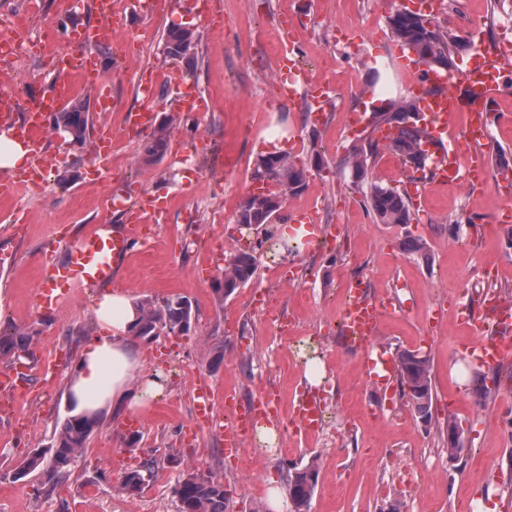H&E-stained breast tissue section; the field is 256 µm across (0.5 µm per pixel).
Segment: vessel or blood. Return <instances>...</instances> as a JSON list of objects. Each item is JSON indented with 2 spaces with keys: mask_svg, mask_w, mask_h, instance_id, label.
<instances>
[{
  "mask_svg": "<svg viewBox=\"0 0 512 512\" xmlns=\"http://www.w3.org/2000/svg\"><path fill=\"white\" fill-rule=\"evenodd\" d=\"M95 9L103 21L97 26L93 39L100 44L111 43L113 34L123 26L125 15L113 9L112 0H96ZM398 63L408 78L416 103L422 131L420 149L428 161L432 179L462 187L486 182L490 173L486 153L489 128L497 114L496 100L512 82V62L498 54L478 50L466 68L455 76L432 69L416 59L402 57ZM279 68L289 76L288 81L280 85L282 99H292L303 90L316 109H323L329 98L328 85L309 82L293 56L283 57ZM79 84L94 91L99 111L110 110L112 98L107 82L83 56L68 57L53 90L32 102H22L14 92L0 91V131H11L15 139L26 144L31 155L28 167L31 174L44 175L58 165L57 154L46 147L50 134L47 116L63 109ZM168 85L177 95L180 112L194 115L202 111L203 99L185 86L179 72L169 73ZM136 87L145 105L131 113L129 124L132 128L146 130L155 119L152 107L155 83L152 78L140 76ZM463 113L470 116L471 123L462 128L458 117ZM160 205V194L141 193L130 207L125 223L95 224L80 235L62 240L63 255L59 264L45 269L36 289L41 311L53 312L62 301L80 294L85 288L111 284L124 258L135 247L146 243L155 224L161 223ZM290 221L305 229L307 241L316 242L328 235L327 228L317 224L310 211L292 209ZM488 304L502 331L477 344V360L483 365H494L512 355V305L495 294L489 296ZM385 311L384 304L369 298L361 289H352L342 316L345 333L357 345L371 347ZM27 388L26 373L14 366L0 369L1 399L17 397ZM266 405L263 399L241 402L236 391L228 389L224 392L223 406L218 408L203 390L198 394L195 420L199 425L220 430L224 435L225 452L235 454L241 451L257 420H270ZM296 420L306 430L318 429V402L309 399L299 405Z\"/></svg>",
  "mask_w": 512,
  "mask_h": 512,
  "instance_id": "1",
  "label": "vessel or blood"
}]
</instances>
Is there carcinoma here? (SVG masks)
<instances>
[{
	"instance_id": "obj_1",
	"label": "carcinoma",
	"mask_w": 512,
	"mask_h": 512,
	"mask_svg": "<svg viewBox=\"0 0 512 512\" xmlns=\"http://www.w3.org/2000/svg\"><path fill=\"white\" fill-rule=\"evenodd\" d=\"M392 37L402 47L411 50L432 66L447 68L452 55L463 43L455 30L441 27L430 18L401 8L393 10L388 17ZM198 35L189 28L172 27L165 38L166 55L173 60L190 59L198 46ZM416 115L415 102L399 96L391 98L381 108H375L368 116V124H393L398 127V137L386 145L389 151L411 169L422 170L426 160L418 149L421 130L418 121L406 123V117ZM174 118L158 126L150 142L144 147L145 155L156 157L164 154L168 147L169 129ZM90 115L88 102L75 98L62 111L53 115L52 127L64 130L65 136L78 144L85 142ZM377 152L372 140L354 144L348 150L346 164L351 171L353 183L364 181L369 164ZM308 169L293 157L281 151L261 153L254 162L252 178L265 180L274 187L267 195H250L240 205L236 223L263 232L262 241L278 242V250L299 251L307 246L302 240L290 242L285 239L280 225L274 222L287 199L301 192L305 186ZM370 209L381 224H408L411 213L406 198L394 189L373 185L368 197ZM256 272V258L248 250H238L219 270L216 289L229 295L244 286ZM192 320V304L185 297L166 299L163 303L139 305V319L134 325L138 336H152L165 330L169 333L182 331ZM31 338L19 330L8 336H0V346H7L19 354L29 352ZM395 365L402 397L412 399V408L422 421L430 418L434 399L432 365L429 357L411 351L396 352ZM97 425V418L86 415H70L62 425L57 440L48 449L35 450L13 474L16 480L40 470L44 475V488L50 492L71 475V463L79 453ZM465 447L463 430L454 421H448L449 457L458 460ZM153 475V463L143 461L123 476V488L130 494L140 492ZM318 472L311 462L302 468H290L285 481L288 490V512H309L310 501L315 492ZM173 493L179 501L180 512H229V491L224 488L222 477L211 470H188L176 483Z\"/></svg>"
}]
</instances>
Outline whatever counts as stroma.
I'll list each match as a JSON object with an SVG mask.
<instances>
[{"label": "stroma", "mask_w": 512, "mask_h": 512, "mask_svg": "<svg viewBox=\"0 0 512 512\" xmlns=\"http://www.w3.org/2000/svg\"><path fill=\"white\" fill-rule=\"evenodd\" d=\"M223 25L187 12L171 11L161 0L153 16L133 13L112 44L71 43L57 34L54 48L96 58L114 102L112 112L90 114L92 125L112 129V157L106 176L90 146H73L50 135L47 147L60 162L48 174L46 190L17 191L0 200V253L15 264L0 269V336L21 329L32 336L31 392L14 398L25 434L0 423V512H180L172 492L188 468L218 473L229 490L232 512H270V488L285 484L289 468L316 461L318 483L309 512H385L400 501L403 512H512V384L496 383L486 368L492 394L480 401L471 385L477 363L462 347L473 327L491 329L483 290L512 299V223H501L508 205L493 185L462 188L426 184L421 203L412 204L406 225L380 224L368 203L371 184L406 190L412 176L396 155L379 148L365 184L354 185L343 159L359 134L349 116L362 107L358 87L381 69L384 97L407 94L405 76L391 68L400 49L393 39L388 0H221ZM512 0H442L439 25L449 18L477 19L484 49L497 51L512 37L503 20ZM0 16L23 21L32 35L64 24L66 30L93 28L92 0H0ZM292 18L282 28L281 17ZM199 37L195 58L167 57L164 39L175 25ZM293 49L309 79L330 85L322 116L307 98L276 97L277 62ZM179 71L208 103L193 122L175 120L170 139L183 155L167 151L149 159V132L127 134L125 115L143 106L129 75L157 83L156 112L174 116L166 76ZM54 77L41 59L0 71V90L27 97L49 91ZM277 146L310 170L305 189L287 200L307 208L319 224L333 229L330 245L310 246L259 264L244 288L225 297L212 274L240 244L262 235L238 228L236 212L248 197L258 153ZM320 156L321 167L310 164ZM160 191L168 200L164 224L120 267L116 287L137 302L188 298L195 316L187 330L138 338L146 371L162 370L165 390L136 431L124 417L105 413L75 458L70 477L51 494L41 476L13 478L15 468L36 449L50 447L71 411L66 400L70 373L42 376L37 353H67L78 363L99 323L100 289L86 291L67 306L42 313L35 299L42 264L59 226L71 233L95 224H121L140 192ZM223 212V223L213 221ZM462 224L459 236L448 233ZM426 242L428 260L404 252V238ZM497 268L495 278L484 270ZM357 286L396 307L382 319L378 347L386 356L410 350L430 358L435 397L430 422H422L399 396L397 385L379 387L369 378L367 352L350 346L339 320L347 288ZM312 338L318 348L315 371L306 374L289 346L291 336ZM215 400L237 387L242 401L263 390L278 396L274 450L232 463L224 457L221 433L194 425L199 383ZM321 399L325 425L298 430L292 401L298 391ZM466 439L459 461L449 462L448 422ZM153 460L155 473L137 495L121 487L126 471Z\"/></svg>", "instance_id": "35a3bbf8"}]
</instances>
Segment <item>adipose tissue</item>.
Wrapping results in <instances>:
<instances>
[{"mask_svg": "<svg viewBox=\"0 0 512 512\" xmlns=\"http://www.w3.org/2000/svg\"><path fill=\"white\" fill-rule=\"evenodd\" d=\"M99 332L87 343L68 386L75 413L97 414L110 408L142 416L161 388L141 366L132 336L138 305L132 295L106 291L95 307Z\"/></svg>", "mask_w": 512, "mask_h": 512, "instance_id": "ef3b65f1", "label": "adipose tissue"}]
</instances>
